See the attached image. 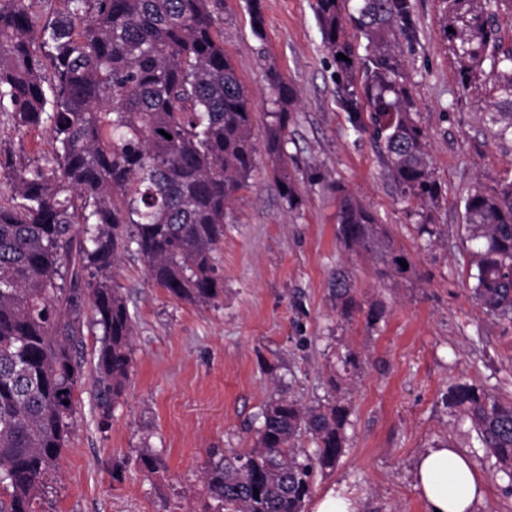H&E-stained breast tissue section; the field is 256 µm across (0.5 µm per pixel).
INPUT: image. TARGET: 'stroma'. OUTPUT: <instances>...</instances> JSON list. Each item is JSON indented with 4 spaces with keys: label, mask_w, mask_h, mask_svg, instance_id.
<instances>
[{
    "label": "stroma",
    "mask_w": 512,
    "mask_h": 512,
    "mask_svg": "<svg viewBox=\"0 0 512 512\" xmlns=\"http://www.w3.org/2000/svg\"><path fill=\"white\" fill-rule=\"evenodd\" d=\"M409 31L384 42L399 65L415 120L445 194L429 208L446 238L426 244L418 211L387 177L371 131L354 133L344 91L363 99L371 56L357 25L362 0H339L350 70L321 42L316 0H261L263 30L254 33L246 0H224L221 25L263 142L277 70L299 100L288 127V169L300 202L289 206L265 151H257L250 186L229 206L224 244L215 254L224 298L195 306L175 300L148 278L135 246L111 269L135 322L132 368L108 428H100L89 388L79 392L67 448L52 470L42 512H216L203 483L208 452L252 448L271 397L309 405L326 393V365L339 345L365 359L350 386L347 442L333 472L317 474L311 496L345 491L358 512H427L415 462L434 443L466 449L485 486L477 512H512L507 480L470 422L448 408L451 385L474 381L512 396V323L487 316L471 297L462 199L475 183L512 177V154L486 122L492 84L462 87L445 30L442 0H409ZM0 148L20 162H45L47 127L17 130L0 111ZM360 200L396 248L416 264L411 279L384 275L378 253L347 250L336 236L343 195ZM344 269L363 312L344 320L331 279ZM156 472L138 464L143 449Z\"/></svg>",
    "instance_id": "35a3bbf8"
}]
</instances>
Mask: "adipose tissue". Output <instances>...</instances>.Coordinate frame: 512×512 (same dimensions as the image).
I'll list each match as a JSON object with an SVG mask.
<instances>
[{
  "label": "adipose tissue",
  "mask_w": 512,
  "mask_h": 512,
  "mask_svg": "<svg viewBox=\"0 0 512 512\" xmlns=\"http://www.w3.org/2000/svg\"><path fill=\"white\" fill-rule=\"evenodd\" d=\"M416 480L428 512H476L484 497V484L470 458L454 446L421 454Z\"/></svg>",
  "instance_id": "obj_1"
}]
</instances>
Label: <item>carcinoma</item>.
Masks as SVG:
<instances>
[{
    "label": "carcinoma",
    "mask_w": 512,
    "mask_h": 512,
    "mask_svg": "<svg viewBox=\"0 0 512 512\" xmlns=\"http://www.w3.org/2000/svg\"><path fill=\"white\" fill-rule=\"evenodd\" d=\"M69 2L79 31L68 17L39 28L25 0H0V110L19 129L49 123L54 142L45 165L0 152L12 188L0 203V512H37L83 385L103 426L124 395L135 325L110 279L121 248L135 244L148 277L178 301L203 306L223 297L215 253L228 202L248 187L256 153L249 100L224 52L222 0ZM445 4L461 84L492 73L488 120L498 144L512 148V47L503 49L497 27V12L512 11V0ZM315 11L324 46L347 53L338 0H316ZM409 11V0H363L360 16L369 19L377 50L365 95L400 198L434 205L444 189L427 160L426 132L380 44L384 31L405 26ZM269 84L275 110L264 150L281 195L294 205L285 145L297 94L277 71ZM463 208L466 241L474 243L472 298L512 323V181L475 184ZM336 232L347 249L380 252L392 273L414 272L409 255L350 195L341 199ZM332 288L343 319L363 310L344 271L336 270ZM88 315L101 338L86 376L73 350ZM361 369L352 349L336 353L324 401L305 407L281 395L266 404L247 452L211 450L203 479L220 512H303L315 473L335 469L342 457L351 413L346 384ZM448 407L463 412L512 482V397L457 383ZM303 436L315 445L310 454L299 451Z\"/></svg>",
    "instance_id": "carcinoma-1"
}]
</instances>
